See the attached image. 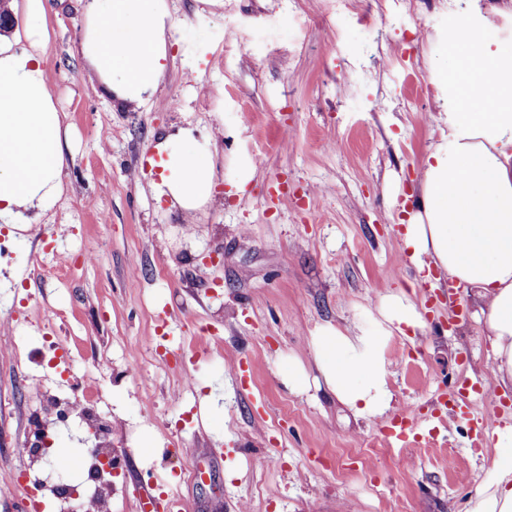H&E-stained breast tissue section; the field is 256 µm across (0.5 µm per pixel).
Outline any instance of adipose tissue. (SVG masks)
<instances>
[{"instance_id":"1","label":"adipose tissue","mask_w":512,"mask_h":512,"mask_svg":"<svg viewBox=\"0 0 512 512\" xmlns=\"http://www.w3.org/2000/svg\"><path fill=\"white\" fill-rule=\"evenodd\" d=\"M25 18L14 36L0 35V223L28 224L61 191L66 164L62 119L35 46L45 0H21ZM79 51L114 96L142 105L168 67V0H84ZM512 0L481 8L478 0L448 12L446 33L428 65L441 100L439 141L422 161L420 196L404 242L417 272L437 267L450 281L477 289L490 341L491 370L512 386ZM31 43L28 51L13 42ZM158 197L187 212L214 197L216 140L182 128L157 146ZM376 333L328 325L311 338V358L325 386L363 417L391 407L384 350L388 339L423 327L405 295L379 296ZM496 458L470 497L469 512H512V430L497 431Z\"/></svg>"}]
</instances>
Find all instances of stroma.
<instances>
[{"label": "stroma", "instance_id": "obj_1", "mask_svg": "<svg viewBox=\"0 0 512 512\" xmlns=\"http://www.w3.org/2000/svg\"><path fill=\"white\" fill-rule=\"evenodd\" d=\"M170 7L162 89L134 108L79 52L81 0H49L38 54L68 164L38 230L0 228V512H25L10 478L33 466L31 391L60 386L63 348L85 365L80 394L112 420L115 512L162 510L172 493L182 512H467L496 455L470 446L482 396L512 428V390L487 363L471 291L415 284L401 225L440 139L427 61L448 0ZM188 125L217 132L219 177L190 218L157 200L148 163L158 138ZM386 292L407 293L425 321L387 342L386 414L283 384L317 328L376 331ZM463 387L465 405L447 412L445 394ZM418 409L445 428L388 445L384 427Z\"/></svg>", "mask_w": 512, "mask_h": 512}]
</instances>
